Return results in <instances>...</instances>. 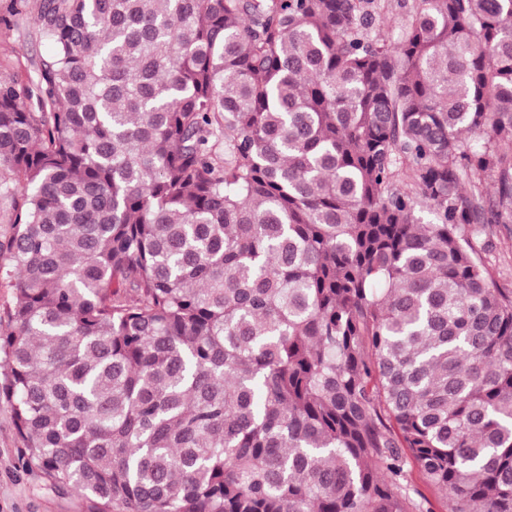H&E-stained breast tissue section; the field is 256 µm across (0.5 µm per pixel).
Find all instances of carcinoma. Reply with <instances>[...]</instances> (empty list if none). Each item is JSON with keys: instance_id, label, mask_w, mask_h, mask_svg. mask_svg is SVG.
I'll use <instances>...</instances> for the list:
<instances>
[{"instance_id": "carcinoma-1", "label": "carcinoma", "mask_w": 512, "mask_h": 512, "mask_svg": "<svg viewBox=\"0 0 512 512\" xmlns=\"http://www.w3.org/2000/svg\"><path fill=\"white\" fill-rule=\"evenodd\" d=\"M0 405L79 512H512V0H23ZM494 192H488L486 179ZM429 210L435 222L424 223ZM388 7L385 10L384 19L379 23L380 34L387 38H394L398 31L401 21L403 20V15L405 12V8H403L404 4L411 5L413 0H388ZM480 258L494 286L512 289V240L490 238L480 252ZM408 474L411 496L420 500L419 495L424 496L428 503H424V510L431 512H447V506L442 496L429 484L425 476L414 466L408 458L405 466ZM419 494V495H418Z\"/></svg>"}]
</instances>
